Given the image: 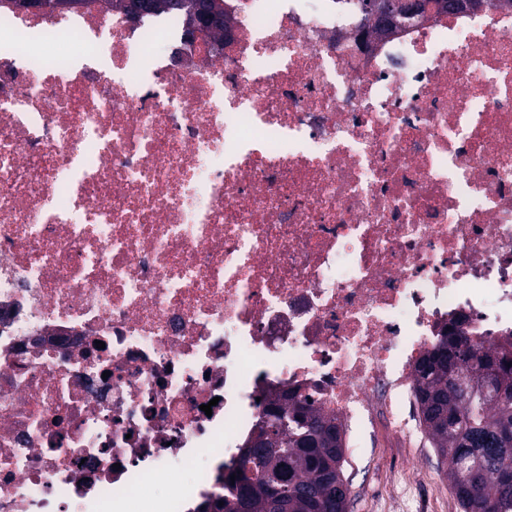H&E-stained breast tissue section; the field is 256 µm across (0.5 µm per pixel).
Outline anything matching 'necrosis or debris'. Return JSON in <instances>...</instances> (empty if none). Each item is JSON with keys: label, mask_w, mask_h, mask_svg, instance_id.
Listing matches in <instances>:
<instances>
[{"label": "necrosis or debris", "mask_w": 512, "mask_h": 512, "mask_svg": "<svg viewBox=\"0 0 512 512\" xmlns=\"http://www.w3.org/2000/svg\"><path fill=\"white\" fill-rule=\"evenodd\" d=\"M223 7L0 5V512H196L286 393L412 445L512 338V9ZM208 2L205 0L194 1L193 6L190 8L191 19L187 24L186 38L188 41L196 40L200 37L201 31L198 27L197 20L200 19L202 13L205 11ZM201 27L205 28V36L212 37L217 33H222L224 38V21L221 24L212 25L208 20L200 19ZM374 12L388 24L404 26L420 19L426 10V5L419 0H386L382 4L380 1L371 2ZM381 5V8H380ZM424 8V9H422Z\"/></svg>", "instance_id": "4bbe7bcc"}]
</instances>
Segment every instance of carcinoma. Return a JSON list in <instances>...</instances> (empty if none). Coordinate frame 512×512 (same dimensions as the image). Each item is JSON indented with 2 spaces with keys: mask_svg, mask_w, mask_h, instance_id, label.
Instances as JSON below:
<instances>
[{
  "mask_svg": "<svg viewBox=\"0 0 512 512\" xmlns=\"http://www.w3.org/2000/svg\"><path fill=\"white\" fill-rule=\"evenodd\" d=\"M416 380L425 432L462 512H512V351L477 355L452 333L420 361ZM275 418L255 433L266 447L246 445L230 470L222 512H275L276 493L288 496L286 512H346L343 500L323 507L329 463L350 490L341 425L292 397Z\"/></svg>",
  "mask_w": 512,
  "mask_h": 512,
  "instance_id": "carcinoma-1",
  "label": "carcinoma"
}]
</instances>
